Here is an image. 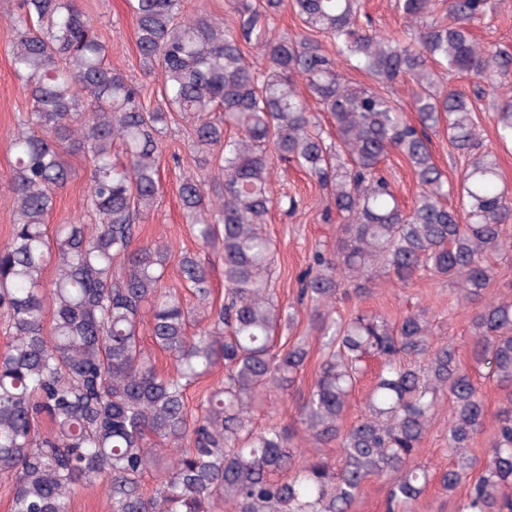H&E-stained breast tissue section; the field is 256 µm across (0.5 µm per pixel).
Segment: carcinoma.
Returning <instances> with one entry per match:
<instances>
[{"mask_svg":"<svg viewBox=\"0 0 512 512\" xmlns=\"http://www.w3.org/2000/svg\"><path fill=\"white\" fill-rule=\"evenodd\" d=\"M129 2L140 60L163 74L153 108L141 86L106 62L79 0L18 3L11 59L32 107L11 142L15 228L0 247V311L10 333L0 352V476L14 480L12 512H68L74 488L97 481L108 486L110 512H214L222 503L233 512H351L371 478L388 480L386 512H414L429 482L415 455L445 403L454 459L437 476L442 491L452 497L467 485L457 512H512L504 492L512 486V394L481 463L470 449L486 430L484 400L457 349L434 343L427 310L393 321L362 310L344 318L333 307L381 275L406 283L421 274L474 304L494 278L491 259L512 250V193L500 187L468 97L444 78L478 79L475 96L490 98L498 137L512 142V91L501 81L512 55L480 45L470 30L490 0H396L416 25L408 37L364 29L357 0H292L306 31L271 40L262 35L283 0H231L236 21L228 28L186 19L184 0ZM253 41L263 65L249 57ZM341 59L371 85L343 81ZM404 81L412 121L385 94ZM309 97L333 131L313 121ZM171 111L190 124L188 147L204 171L184 178L179 197L196 237L221 248L218 306L195 256L177 258L196 301L189 308L164 285L170 245L135 244L159 197ZM442 125L466 159L457 208L430 150V133ZM226 126L235 136L225 137ZM392 152L417 179L409 206L382 168ZM74 154L88 162L93 223L58 225L53 250L46 224ZM277 161L315 177L333 204L326 219L340 220L336 249L313 253L300 291L324 354L299 423L313 442L336 444V459L319 448L305 454L276 422L253 426L264 396L293 388L309 355L306 336L277 344L281 325L293 328L295 317L275 300L274 248L262 226L274 205L297 206L276 194ZM145 314L173 375L158 374L141 348ZM192 323L200 328L191 335ZM471 327L472 357L511 387L512 299L472 310ZM370 358L378 370L361 415L348 423L345 408ZM219 363L224 382L190 413L188 387ZM157 470L163 479L146 497L141 477Z\"/></svg>","mask_w":512,"mask_h":512,"instance_id":"obj_1","label":"carcinoma"}]
</instances>
